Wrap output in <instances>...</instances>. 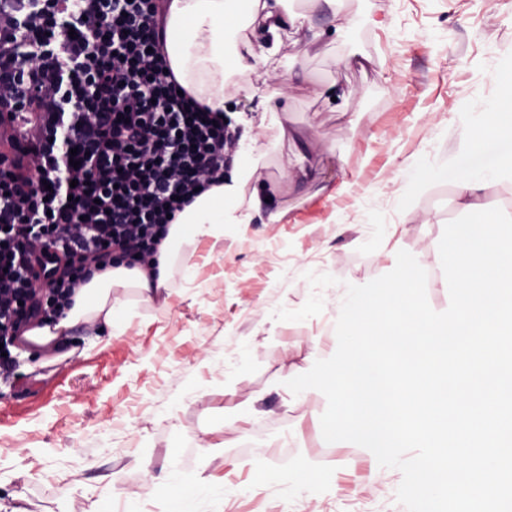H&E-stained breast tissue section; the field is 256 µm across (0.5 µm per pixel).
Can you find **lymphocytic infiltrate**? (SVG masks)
<instances>
[{
	"mask_svg": "<svg viewBox=\"0 0 512 512\" xmlns=\"http://www.w3.org/2000/svg\"><path fill=\"white\" fill-rule=\"evenodd\" d=\"M168 3L0 0L1 382L95 274L154 270L171 217L224 176V113L167 71Z\"/></svg>",
	"mask_w": 512,
	"mask_h": 512,
	"instance_id": "obj_1",
	"label": "lymphocytic infiltrate"
}]
</instances>
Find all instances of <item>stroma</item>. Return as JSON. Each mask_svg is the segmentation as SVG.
Here are the masks:
<instances>
[{
  "label": "stroma",
  "mask_w": 512,
  "mask_h": 512,
  "mask_svg": "<svg viewBox=\"0 0 512 512\" xmlns=\"http://www.w3.org/2000/svg\"><path fill=\"white\" fill-rule=\"evenodd\" d=\"M314 19L330 37L311 44L284 28L277 57L295 74L289 126L327 145L309 156L317 180H293L299 147L258 130L259 183L277 186L287 222L254 216L245 237L225 238L220 261L199 241L192 273L173 266L150 301L118 289L131 309L120 335L80 328L20 354L19 379L0 384L7 512H171L154 479L176 464L175 441L200 450L194 474L224 480V512H346L363 497L404 512L398 470L374 473L353 449L324 447L313 401L283 405L285 381L315 362L320 324L273 314L303 306L306 273L380 276L383 257L358 251L369 210L424 249L455 212L453 196L432 188L398 210L405 172L458 151L462 106L493 92L487 74L512 52V0H344L337 16ZM253 396L258 414L239 417ZM294 458L339 467L338 490L246 493Z\"/></svg>",
  "instance_id": "stroma-1"
}]
</instances>
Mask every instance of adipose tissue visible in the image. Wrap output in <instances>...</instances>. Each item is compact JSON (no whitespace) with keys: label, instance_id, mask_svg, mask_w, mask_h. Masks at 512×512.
<instances>
[{"label":"adipose tissue","instance_id":"1","mask_svg":"<svg viewBox=\"0 0 512 512\" xmlns=\"http://www.w3.org/2000/svg\"><path fill=\"white\" fill-rule=\"evenodd\" d=\"M286 0H171L166 26V51L177 81L199 101L212 108L224 106V67L232 65L238 89L251 86V76L259 64L277 54V47L255 50L236 45L243 30L256 21H263L272 39H279L283 26L306 30L309 41L324 38V31L315 29L308 13L285 11ZM253 121L243 123L232 167L223 182L211 186L180 213L170 224L167 238L158 254V275L149 279L138 267L119 266L95 275L80 288L73 306L64 317L51 325L36 326L25 334L29 342L45 346L76 328L102 324L110 335L124 327V305L112 297L117 287L139 289L144 299L168 287L171 261L181 245H194L199 239L212 241L211 252L224 256V227L248 224L254 213L267 211L268 221L280 223L285 213L268 209L267 195L260 190L245 194L246 185L255 177L262 152L251 132ZM336 469L317 470L305 460L297 459L266 471L261 488L285 487L295 492L319 486L327 490L338 487ZM158 486L163 497L174 498L177 512H222L224 484L202 477L186 478L178 468L169 469L160 477Z\"/></svg>","mask_w":512,"mask_h":512}]
</instances>
